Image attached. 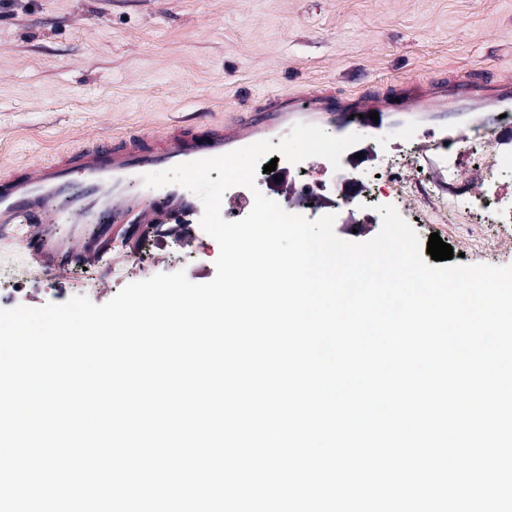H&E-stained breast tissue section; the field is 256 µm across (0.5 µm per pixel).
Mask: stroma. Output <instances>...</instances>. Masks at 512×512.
Wrapping results in <instances>:
<instances>
[{
    "label": "stroma",
    "mask_w": 512,
    "mask_h": 512,
    "mask_svg": "<svg viewBox=\"0 0 512 512\" xmlns=\"http://www.w3.org/2000/svg\"><path fill=\"white\" fill-rule=\"evenodd\" d=\"M471 72L512 81V0H0V162L46 161L69 147L188 119L242 120L291 89L332 87L350 99ZM469 118L410 116L414 134L406 139L380 130V143L363 140L374 155L363 170L379 169L386 157L402 160L407 191L396 208L420 216L421 241L435 232L465 263L512 265V227L445 223L440 210L453 194L437 190L441 167L421 157V143ZM454 159L474 205L498 193L512 206L511 176L486 182L466 146ZM114 231L127 260L76 264L58 276L1 228L0 268L22 277L0 286V309L77 295L102 304L129 283L181 270L195 283L219 255L197 224L186 228L185 245L150 228Z\"/></svg>",
    "instance_id": "35a3bbf8"
}]
</instances>
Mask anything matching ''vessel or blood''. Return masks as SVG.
Returning <instances> with one entry per match:
<instances>
[{
    "mask_svg": "<svg viewBox=\"0 0 512 512\" xmlns=\"http://www.w3.org/2000/svg\"><path fill=\"white\" fill-rule=\"evenodd\" d=\"M483 95L479 85L470 83L449 89L436 105L446 111L454 103L462 110L476 111ZM410 102L383 103L378 119H370L364 102L340 105L332 92L314 93L308 108H300L295 95L281 93L267 98L259 107L258 122L224 124L192 121L160 132L131 133L118 141L59 153L53 161L17 168L0 163V224L27 226L30 256L40 267L59 271L69 265L107 253L115 239L109 225L100 226L96 238H85L82 227L95 223L103 214L118 224H140L163 228L165 235L181 237L188 224L199 223L201 200L186 188L171 184L160 188V198L151 202L134 194L129 186L160 168L226 154L272 135L297 112H306L312 125L327 124L347 132L387 123L401 112L411 111ZM294 166L281 161L275 179L267 180L264 196L287 212L306 215L309 209L327 215L335 213L336 198L308 197L293 176ZM250 192L223 199L221 208L233 219L244 218L252 209ZM61 224L71 225L66 243L56 244L52 233Z\"/></svg>",
    "mask_w": 512,
    "mask_h": 512,
    "instance_id": "1",
    "label": "vessel or blood"
}]
</instances>
